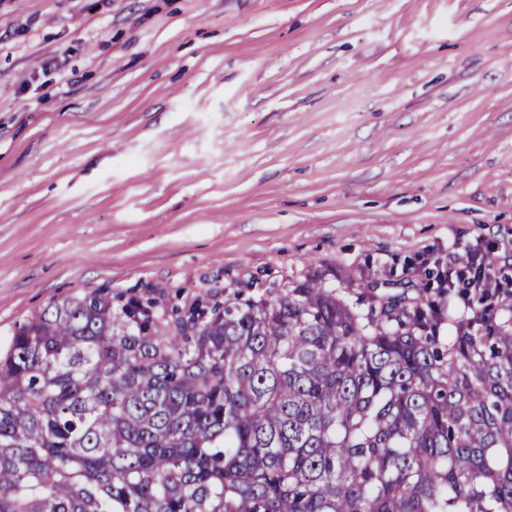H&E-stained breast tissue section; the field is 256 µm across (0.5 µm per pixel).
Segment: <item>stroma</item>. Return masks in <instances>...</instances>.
Returning a JSON list of instances; mask_svg holds the SVG:
<instances>
[{
    "mask_svg": "<svg viewBox=\"0 0 512 512\" xmlns=\"http://www.w3.org/2000/svg\"><path fill=\"white\" fill-rule=\"evenodd\" d=\"M475 251L512 313V0H0V352L96 290L459 305ZM483 260L479 259L477 255H472V253L468 254L465 258H461L457 267L448 268V284L454 285L453 278L456 280L459 288H464L468 293V296L471 293V290L474 292L480 291L485 287L488 278H476V276L471 277V268L476 264L482 265Z\"/></svg>",
    "mask_w": 512,
    "mask_h": 512,
    "instance_id": "obj_1",
    "label": "stroma"
}]
</instances>
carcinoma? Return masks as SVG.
<instances>
[{
  "label": "carcinoma",
  "instance_id": "carcinoma-1",
  "mask_svg": "<svg viewBox=\"0 0 512 512\" xmlns=\"http://www.w3.org/2000/svg\"><path fill=\"white\" fill-rule=\"evenodd\" d=\"M468 309L364 314L316 270L54 302L0 356V512H512V320Z\"/></svg>",
  "mask_w": 512,
  "mask_h": 512
}]
</instances>
